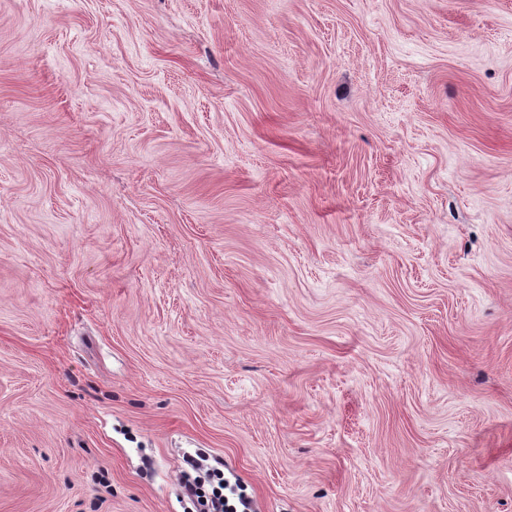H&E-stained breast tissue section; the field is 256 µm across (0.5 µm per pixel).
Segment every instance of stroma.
<instances>
[{
    "label": "stroma",
    "instance_id": "obj_1",
    "mask_svg": "<svg viewBox=\"0 0 512 512\" xmlns=\"http://www.w3.org/2000/svg\"><path fill=\"white\" fill-rule=\"evenodd\" d=\"M512 512V0H0V512ZM193 463V466L199 471V475L193 481H190L189 478L184 479L183 492L187 498L205 497L208 501L207 512H251L248 499H239L242 509L238 510L237 506L230 502L228 496L224 495L228 481L224 479L223 470L202 462Z\"/></svg>",
    "mask_w": 512,
    "mask_h": 512
}]
</instances>
